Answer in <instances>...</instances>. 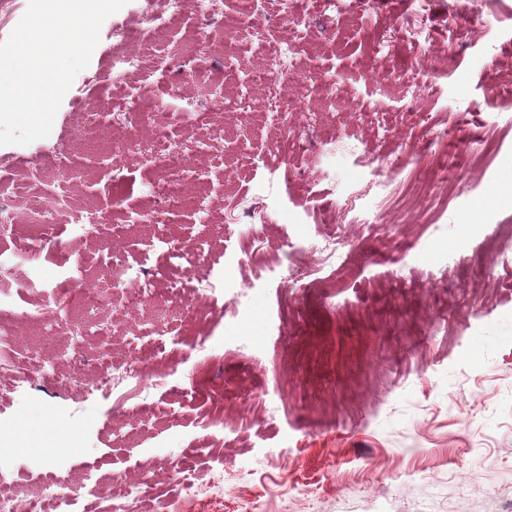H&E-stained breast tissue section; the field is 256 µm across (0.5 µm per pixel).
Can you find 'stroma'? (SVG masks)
I'll return each mask as SVG.
<instances>
[{
  "mask_svg": "<svg viewBox=\"0 0 512 512\" xmlns=\"http://www.w3.org/2000/svg\"><path fill=\"white\" fill-rule=\"evenodd\" d=\"M250 25L222 31L193 0L178 12L129 0L103 23L51 134L0 147L17 213L63 165L73 206L103 216L58 225L29 256L0 236V270L28 279L0 285L12 357L39 337L48 357L66 353L61 373L91 375L125 362L148 327L173 353L117 399L42 383L0 395V489L16 495L53 472L76 487L92 470L108 508L113 476L148 460L156 493L132 512H512V290L501 287L512 277V0H313L305 15L258 0ZM254 28L297 40L305 62L302 84L276 85L304 101L292 137L307 153L285 180L270 176L286 163L281 127L233 107L243 76L226 58ZM204 34L203 59L158 49ZM116 54L139 55L141 69L112 80ZM146 70L155 101L133 114ZM209 71L224 86L206 99L196 78ZM92 97L113 104L94 131ZM158 122L185 149L183 169L156 157ZM435 125L447 136L432 140ZM175 173L206 194L208 224L163 195ZM141 212L157 223H130ZM200 236L211 292L182 320L75 303L43 335L39 305L57 290L96 288L107 263L151 241V278L181 281L166 244ZM228 300L240 319L225 317ZM61 426L73 442L44 456ZM206 448L222 449L221 463Z\"/></svg>",
  "mask_w": 512,
  "mask_h": 512,
  "instance_id": "35a3bbf8",
  "label": "stroma"
}]
</instances>
